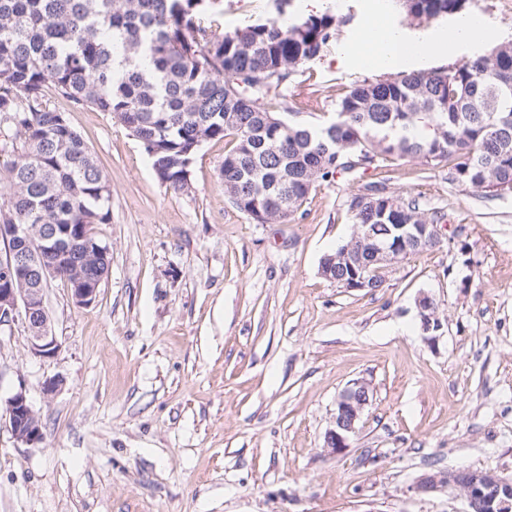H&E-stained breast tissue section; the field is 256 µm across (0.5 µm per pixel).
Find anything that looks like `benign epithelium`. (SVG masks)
<instances>
[{"mask_svg":"<svg viewBox=\"0 0 512 512\" xmlns=\"http://www.w3.org/2000/svg\"><path fill=\"white\" fill-rule=\"evenodd\" d=\"M5 240L8 264L0 266L5 272L19 273L37 266L38 282L34 288L0 287V325L21 318L28 333L31 355L42 360L55 357L60 343L54 334L44 306V291L49 280L59 277L57 266L41 260L40 249L33 246L32 230L18 224L0 227V240ZM397 256L388 248L374 252L377 263L376 273L383 276L395 263ZM74 302L79 306L92 304L97 289L74 285L71 288ZM417 310L422 329L429 334L428 340L435 342V332L442 327L436 315L433 299L422 294L417 299ZM370 403V387L364 380H356L341 394L336 405L333 428L326 436V447L339 453L350 447L351 438L357 433L359 423ZM5 420L13 435L24 443H37L43 439L42 423L33 409L24 390L16 391L7 401ZM446 484L459 490L465 497L466 512H507L512 507V478L507 479L496 473L482 470L450 471L443 476L429 475L420 481L419 489L432 490Z\"/></svg>","mask_w":512,"mask_h":512,"instance_id":"7a95c632","label":"benign epithelium"}]
</instances>
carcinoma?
Returning <instances> with one entry per match:
<instances>
[{
  "mask_svg": "<svg viewBox=\"0 0 512 512\" xmlns=\"http://www.w3.org/2000/svg\"><path fill=\"white\" fill-rule=\"evenodd\" d=\"M399 2L412 22L462 14L469 4ZM290 4L277 0L279 17L218 33L199 21L209 0H0V123L21 139L0 177V225L56 224L65 240L86 235L106 246L96 226L112 220V190L64 113L44 104L49 88L110 113L175 192L190 188L203 143L232 139L220 179L257 224L288 222L338 173L408 157L447 169L460 186L491 193L512 185V53L504 45L446 68L365 80L339 99L335 120L292 122L261 101L280 99L351 17L326 11L295 21ZM345 205L355 232L320 263L338 279L369 275L370 247L394 245L397 225L444 219L382 182ZM59 268L90 283L108 266L72 249Z\"/></svg>",
  "mask_w": 512,
  "mask_h": 512,
  "instance_id": "cac0c4a2",
  "label": "carcinoma"
}]
</instances>
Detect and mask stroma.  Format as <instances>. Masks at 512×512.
<instances>
[{"label": "stroma", "mask_w": 512, "mask_h": 512, "mask_svg": "<svg viewBox=\"0 0 512 512\" xmlns=\"http://www.w3.org/2000/svg\"><path fill=\"white\" fill-rule=\"evenodd\" d=\"M376 2L293 0L298 15L354 19L284 90L292 120L326 122L348 90L382 78L370 54L338 56L374 24ZM468 14L479 35L402 71L512 42V0H470ZM276 15L275 0H217L202 22L230 31ZM44 101L111 185L98 232L112 260L90 305L50 281L54 358L30 355L22 321L0 327V410L25 390L44 433L30 445L0 419V512H465L459 491L417 483L457 469L512 476V193L452 185L408 158L339 174L288 223L258 224L224 193L227 141L205 143L190 192H175L108 113L51 90ZM379 181L444 213L440 242L381 288L338 287L320 261L355 231L347 196ZM423 293L442 323L433 343ZM361 379L360 430L333 453L336 401ZM417 310L425 333H434L441 329L442 323L436 315V306L429 295L421 294L418 297Z\"/></svg>", "instance_id": "stroma-1"}]
</instances>
